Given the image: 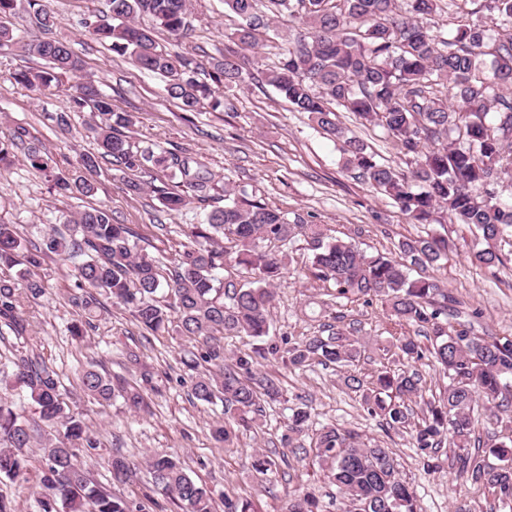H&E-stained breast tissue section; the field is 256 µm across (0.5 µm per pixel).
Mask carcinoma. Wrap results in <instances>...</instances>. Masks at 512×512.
<instances>
[{"label": "carcinoma", "instance_id": "obj_1", "mask_svg": "<svg viewBox=\"0 0 512 512\" xmlns=\"http://www.w3.org/2000/svg\"><path fill=\"white\" fill-rule=\"evenodd\" d=\"M443 0H224L239 18L220 57L210 63L209 80L195 78L200 65L189 54L161 45L157 33H167L179 46L191 35L188 0H104V10L85 27L112 52L129 57L142 70L162 76L167 95L185 112L204 102L223 106L216 88L243 81L248 59L241 50L255 48L274 17L288 15L301 30L277 63L264 72L272 86L296 112L308 114L322 132L340 144L343 164L359 170L372 188L388 196L413 223L433 224L444 213L474 229L486 247L469 255L472 264L504 265L496 242L512 229V208L497 201L495 186L512 179V0H484L489 21L460 20L452 35L433 30L424 19L442 10ZM36 26L45 34L22 45L44 62L39 69L10 75L18 84L60 88L76 78L82 64L70 46L50 36L56 16L42 0H28ZM18 0H0V51L17 45L8 18ZM72 111L89 108V126L98 153L82 154L77 171H54L47 153L37 146L24 152L31 167L44 173L60 193L90 196L95 191L88 174L101 162L120 167L131 194L144 190L140 177L154 170L167 173L171 185L158 190L168 211H179L190 200L205 202L216 190L212 173L194 155L166 151L158 145H136L129 133L136 124L131 112H116L112 102L91 79L73 85ZM448 96H440L441 89ZM342 107L356 118L383 130L408 170H398L377 157L363 140L350 134L338 119ZM18 134L0 140V166L13 164ZM185 242L173 265L141 247L125 224L112 223L104 207H90L49 227L43 243L25 245L12 224L0 222V267L16 269L15 277L0 278V317L20 332L15 317L20 297L37 300L46 291L39 269L50 255L77 261L75 298L85 314L95 316L98 295L128 310L147 331H169L194 342L198 358L190 363L191 391L199 401L224 404L228 425L253 428L264 405L283 397L278 378L257 377L259 359L280 356L295 369L314 365L350 367L367 349L377 354L379 368L371 387L353 375L344 384L363 392L370 416L386 430L410 424L409 405L421 390L414 368L431 356L447 379L443 394L425 403V415L415 426L413 447L430 458L442 445L458 449L453 455L465 482L480 485L498 503L512 509V435L491 436L488 452L475 436V407L489 411L502 406L512 379V337L475 336L465 325H448L457 299L430 277L411 276V267L436 266L454 243L427 234L400 243L406 261L383 255L367 256L343 239L330 237L319 224L290 223L280 211L250 199L246 193L224 189V206L211 211L203 224H185ZM303 237L311 251L310 276L331 286L336 298L350 303L380 299L398 325L427 329L431 347L412 336L392 342L366 339L335 325L327 335L286 341L283 349L270 344L243 353L224 366L226 336L264 340L270 335V309L275 281L287 265V249ZM234 267L237 276L219 278ZM408 365L392 369V358ZM10 381L26 390L38 405L47 431L34 438L28 420L0 401V480L26 481L33 444L39 445L44 467L39 481L40 512H143L111 491L91 482L78 464L80 452L97 447L83 413L66 401L56 372L35 354L16 357ZM80 389L90 401L102 403L121 393L130 407H146L138 385L119 386L90 362ZM312 422L303 407L288 417L286 444L303 436ZM314 448L324 475L336 486L343 512H423L416 493L403 481L390 449L367 445L334 423L321 425ZM148 466L156 486L172 496L181 512H216L210 491L186 471L179 457L156 454ZM132 471L122 456L112 459L115 481ZM318 500L297 490L288 512H318Z\"/></svg>", "mask_w": 512, "mask_h": 512}]
</instances>
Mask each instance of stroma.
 <instances>
[{
	"instance_id": "35a3bbf8",
	"label": "stroma",
	"mask_w": 512,
	"mask_h": 512,
	"mask_svg": "<svg viewBox=\"0 0 512 512\" xmlns=\"http://www.w3.org/2000/svg\"><path fill=\"white\" fill-rule=\"evenodd\" d=\"M48 5L57 17L52 35L66 41L81 59L83 75L98 81L115 111L136 113L133 142L197 155L214 174L218 188L213 199L168 213L156 194L166 180L163 172L145 177L144 192L133 195L124 188L122 172L104 162L93 176L95 195L70 197L57 193L42 172L19 159L0 170V221L16 225L27 244H41L46 225L63 223L88 207L103 206L115 223L128 225L140 236L142 246H156L169 259L181 239V226L202 223L208 211L223 206V189L228 186L246 190L288 218H302L321 225L329 235L355 241L369 256L396 258L402 241L431 232L448 235L457 248L440 267L431 269V276L453 293L464 310L478 311V318L471 321L475 335L512 336V245L501 246L503 266L472 265L467 253L475 238L467 227L450 222L409 223L391 199L372 189L356 171L343 167L338 144L314 127L307 114L292 111L287 101L258 79L244 78L227 90L235 111L206 105L185 114L168 98L161 77L140 71L129 58L107 50L86 31L85 20L103 10V0H49ZM189 9L194 32L184 49L204 63L223 50L237 19L225 10L224 0H190ZM11 23L20 46L0 53V138L24 131L26 144L46 151L55 168L74 172L79 154L96 148L88 130L91 114L70 112L64 93L9 80V73L40 65L21 49L40 34L27 4L19 5ZM65 111L71 114L66 132L52 120L53 114ZM289 255L288 271L275 285L273 339L287 335L301 340L319 334L329 322L361 328L366 336L414 335V328L391 324L381 301L336 302L322 283L307 277L311 254L304 241H294ZM43 272L45 295L18 303L25 320L23 333L15 334L0 322V363L29 347L37 348L78 403L97 439V448L80 458L87 476L98 486L144 504L146 512H179L152 481L147 461L157 453L179 456L187 472L205 484L219 504L227 498L247 500L257 512H286L290 494L299 488L313 493L323 512H342L335 486L324 479L316 463L310 436L300 437L296 448L283 443L289 410L301 404L311 406L315 424L333 422L365 442L390 448L424 512H453L457 505L471 512H503L483 487L458 479L449 467L451 448H441L433 459L423 461L412 446L410 432H385L368 415L362 392L347 389L339 372L330 367L296 370L278 360L264 363L263 372L281 382L282 400L267 406L256 429L240 433L230 446L218 445L211 428L223 421L224 407L201 403L192 395L185 363L197 352L194 343L172 332L151 335L107 298L102 299L95 318H86L71 301L76 292L73 264L55 257L46 261ZM75 324L84 328L83 341H76L69 332ZM92 360L116 382L134 381L141 371H148L155 386L149 394L150 413H134L118 397L103 404L83 399L80 375ZM255 453L273 459L266 473L252 468ZM116 456L137 466L128 483L111 482V462Z\"/></svg>"
}]
</instances>
